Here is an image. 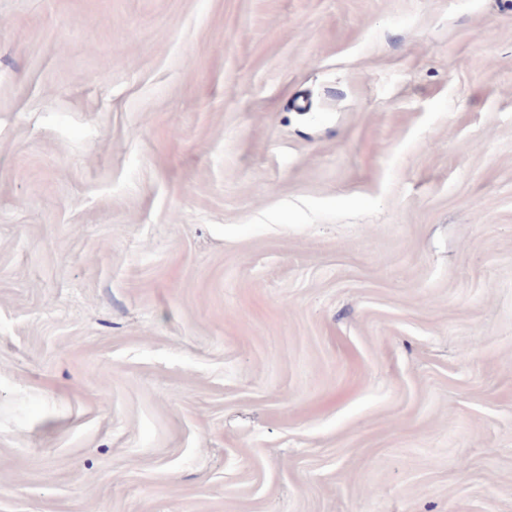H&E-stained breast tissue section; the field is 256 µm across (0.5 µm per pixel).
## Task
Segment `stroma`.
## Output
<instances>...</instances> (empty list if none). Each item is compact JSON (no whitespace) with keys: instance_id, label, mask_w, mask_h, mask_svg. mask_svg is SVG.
<instances>
[{"instance_id":"obj_1","label":"stroma","mask_w":512,"mask_h":512,"mask_svg":"<svg viewBox=\"0 0 512 512\" xmlns=\"http://www.w3.org/2000/svg\"><path fill=\"white\" fill-rule=\"evenodd\" d=\"M512 512V0H0V512Z\"/></svg>"}]
</instances>
